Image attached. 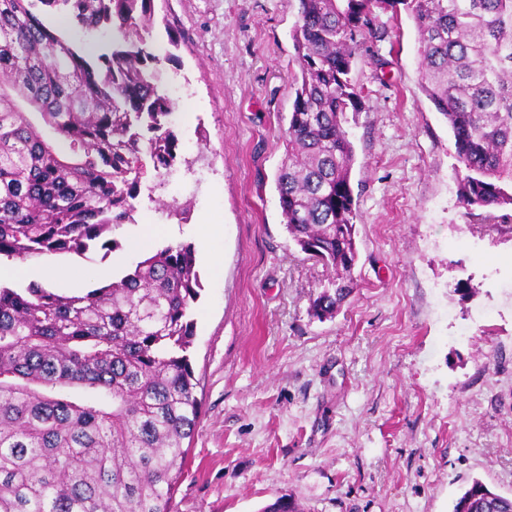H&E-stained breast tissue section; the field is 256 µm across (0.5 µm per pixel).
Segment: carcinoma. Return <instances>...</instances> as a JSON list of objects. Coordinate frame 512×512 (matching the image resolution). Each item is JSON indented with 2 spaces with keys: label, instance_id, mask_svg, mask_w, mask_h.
Returning a JSON list of instances; mask_svg holds the SVG:
<instances>
[{
  "label": "carcinoma",
  "instance_id": "cac0c4a2",
  "mask_svg": "<svg viewBox=\"0 0 512 512\" xmlns=\"http://www.w3.org/2000/svg\"><path fill=\"white\" fill-rule=\"evenodd\" d=\"M155 0H0V257L82 256L118 241L141 175L177 163L175 103L147 35ZM300 69L275 184L290 239L333 271L310 298L332 318L357 288L350 78L378 13L404 6L422 88L450 129L460 201L512 209V0H298ZM110 29L90 57L46 22ZM201 285L168 244L83 295L0 285V512H172L200 414L189 351ZM262 512H302L280 497ZM452 512H512L475 481Z\"/></svg>",
  "mask_w": 512,
  "mask_h": 512
}]
</instances>
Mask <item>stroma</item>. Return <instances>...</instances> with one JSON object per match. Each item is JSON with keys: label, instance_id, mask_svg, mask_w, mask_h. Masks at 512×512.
Listing matches in <instances>:
<instances>
[{"label": "stroma", "instance_id": "stroma-1", "mask_svg": "<svg viewBox=\"0 0 512 512\" xmlns=\"http://www.w3.org/2000/svg\"><path fill=\"white\" fill-rule=\"evenodd\" d=\"M298 0H155L152 50L183 163L146 174L110 256L42 260L64 294L152 249L192 247L202 290L191 363L201 414L172 512H452L473 480L512 496V220L459 202L454 139L421 87L403 7L381 13L351 77L358 286L335 317L331 276L282 224L275 174L300 70ZM204 151L199 169L186 160ZM189 202L185 218L161 202ZM219 231L204 237L203 227ZM150 248V249H151ZM472 287L462 296L461 286Z\"/></svg>", "mask_w": 512, "mask_h": 512}]
</instances>
